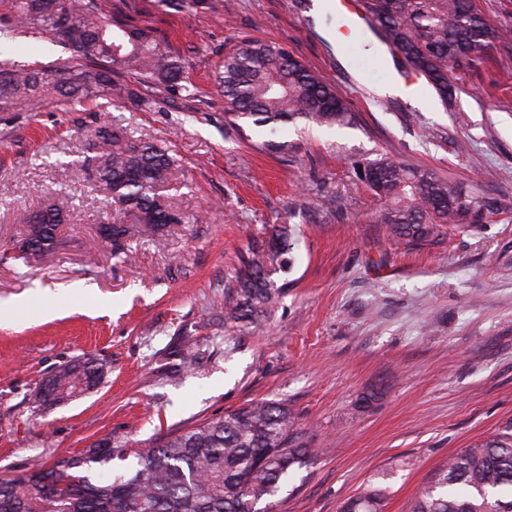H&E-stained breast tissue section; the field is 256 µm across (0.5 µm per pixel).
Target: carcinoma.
<instances>
[{
	"label": "carcinoma",
	"instance_id": "obj_1",
	"mask_svg": "<svg viewBox=\"0 0 512 512\" xmlns=\"http://www.w3.org/2000/svg\"><path fill=\"white\" fill-rule=\"evenodd\" d=\"M11 28L0 36L13 41L34 30L60 39L73 56L60 73L47 75L22 61H0V112L18 106L34 110L61 97L131 103L148 108L155 94L183 82L182 66L164 50L148 25L112 17L104 0H6ZM375 21V34L410 70L423 77L442 101L456 91L448 77L492 41H511L512 30L496 28L473 0H363ZM132 77L137 88L127 78ZM225 116L233 124L277 126L296 118L317 125H342L349 106L287 48L246 38L224 56L216 75ZM95 179L111 194L128 221L100 224L97 233L116 252L135 235L154 237L181 222L159 193L175 161L152 141L131 138L117 124L97 126L88 142ZM369 189L386 202L379 223L390 237L426 241L449 224H474L491 204L427 168L388 156L366 164ZM66 221L65 205L49 202L28 223L43 225L42 248L57 245ZM292 243L285 228L225 284L224 319L247 322L256 331L278 301L271 276L288 263ZM104 366L91 358L71 360L46 378L34 399H66L81 384L99 385ZM290 410L275 401L250 403L224 417L137 453L134 470L92 480L94 466L108 465L122 450L112 436L78 455L39 465L23 479H0V512H263L257 508L281 490L289 473L302 467L309 449L291 448ZM381 492L368 489L345 500L339 512H384ZM411 512H512V433L463 448L421 485Z\"/></svg>",
	"mask_w": 512,
	"mask_h": 512
}]
</instances>
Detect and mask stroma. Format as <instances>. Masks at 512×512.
<instances>
[{"label": "stroma", "mask_w": 512, "mask_h": 512, "mask_svg": "<svg viewBox=\"0 0 512 512\" xmlns=\"http://www.w3.org/2000/svg\"><path fill=\"white\" fill-rule=\"evenodd\" d=\"M110 2L116 18L150 21L188 80L144 111L63 98L0 112V478L107 436L148 448L276 399L312 451L276 512H338L368 487L385 512H408L451 454L512 426V41L456 69L442 103L425 84L390 93L402 78L372 52L337 54L336 0ZM245 37L287 47L348 102L350 123H229L215 71ZM105 121L178 160L163 194L181 223L118 254L96 233L112 198L84 163ZM383 154L494 211L431 241L391 240L358 177ZM55 198L68 211L58 246L16 261L24 219ZM279 224L293 250L265 329L225 322V283ZM79 357L103 362L102 382L35 409L42 381Z\"/></svg>", "instance_id": "35a3bbf8"}]
</instances>
